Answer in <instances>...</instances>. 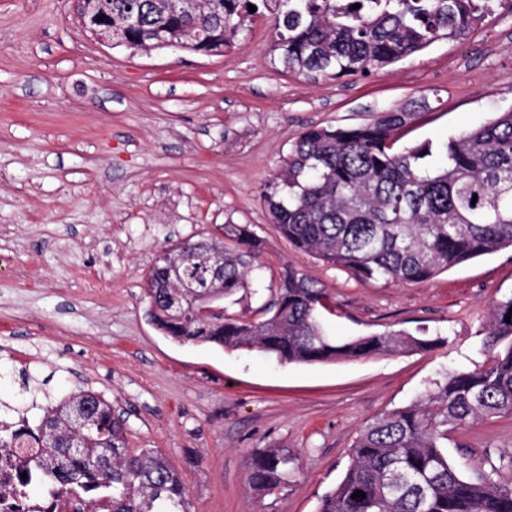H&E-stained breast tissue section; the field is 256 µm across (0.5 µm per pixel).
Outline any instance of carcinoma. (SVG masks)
<instances>
[{"label": "carcinoma", "mask_w": 512, "mask_h": 512, "mask_svg": "<svg viewBox=\"0 0 512 512\" xmlns=\"http://www.w3.org/2000/svg\"><path fill=\"white\" fill-rule=\"evenodd\" d=\"M490 0H212L187 11L171 0H112V26L143 50L164 38L191 51L222 53L257 15L268 14L272 51L286 73L326 78L369 75L421 52L438 39L460 40ZM138 5L142 22L126 25ZM256 7L249 12L248 5ZM359 8L354 9L352 5ZM414 113L399 107L353 126L312 127L292 145L285 167L262 189L270 223L296 250L326 265L386 283L423 282L475 258L512 247V109L434 145L395 148ZM476 203H471L472 197ZM178 271L151 268L147 316L180 344L258 350L285 364H323L426 350L436 340L399 330L338 342L322 325L331 298L319 281L292 267L271 281L261 320L224 313V301L248 290L265 263L253 234L224 226V276H201L216 248L188 241L171 248ZM512 296L495 302L485 328L488 357L444 374L404 407L378 414L358 432L339 483L317 512H512V486L479 470L463 477L448 462V435L475 423L512 418ZM94 407L93 422L73 414ZM0 428L18 473L36 474L58 494L81 492L106 512H191L183 474L156 448L128 447L124 419L91 389L41 407ZM78 440L83 451L69 443ZM296 459L265 448L247 461V483L262 498L288 486ZM358 490L366 497L352 498Z\"/></svg>", "instance_id": "1"}]
</instances>
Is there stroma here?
I'll return each mask as SVG.
<instances>
[{"label": "stroma", "mask_w": 512, "mask_h": 512, "mask_svg": "<svg viewBox=\"0 0 512 512\" xmlns=\"http://www.w3.org/2000/svg\"><path fill=\"white\" fill-rule=\"evenodd\" d=\"M273 40L259 15L221 55L135 52L85 31L77 0H0V404L34 421L46 400L101 393L125 412L130 447L161 449L183 473L191 512H317L358 430L442 371L483 362L491 306L512 295V248L387 284L295 251L261 198L308 127L427 98L403 147L512 107V10L339 80L282 73ZM228 224L254 234L272 272L292 266L327 288L333 338L405 330L441 345L304 365L171 341L146 316L153 259ZM271 446L299 467L259 498L245 461ZM448 458L512 483V419L450 434Z\"/></svg>", "instance_id": "obj_1"}]
</instances>
